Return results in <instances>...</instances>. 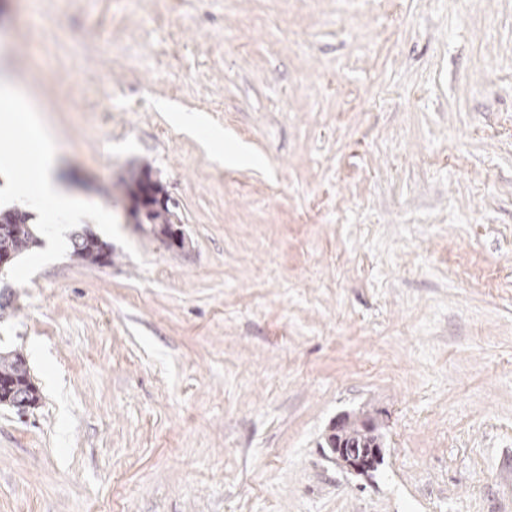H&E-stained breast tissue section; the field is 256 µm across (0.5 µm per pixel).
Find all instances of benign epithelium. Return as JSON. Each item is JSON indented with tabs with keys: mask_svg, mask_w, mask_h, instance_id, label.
Masks as SVG:
<instances>
[{
	"mask_svg": "<svg viewBox=\"0 0 512 512\" xmlns=\"http://www.w3.org/2000/svg\"><path fill=\"white\" fill-rule=\"evenodd\" d=\"M142 181L143 189L127 201L128 212L132 216L141 210L161 207L167 201L166 194L154 188L152 178L145 176ZM327 440L336 462L355 473L374 470L384 456L385 448L373 433V424H355L345 414L336 418Z\"/></svg>",
	"mask_w": 512,
	"mask_h": 512,
	"instance_id": "7a95c632",
	"label": "benign epithelium"
}]
</instances>
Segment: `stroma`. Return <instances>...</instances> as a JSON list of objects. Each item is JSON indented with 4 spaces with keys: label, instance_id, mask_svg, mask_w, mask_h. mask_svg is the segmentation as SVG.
Instances as JSON below:
<instances>
[{
    "label": "stroma",
    "instance_id": "stroma-1",
    "mask_svg": "<svg viewBox=\"0 0 512 512\" xmlns=\"http://www.w3.org/2000/svg\"><path fill=\"white\" fill-rule=\"evenodd\" d=\"M0 78L125 237L0 281V512H512V0H0ZM143 189L135 197L128 198V212L132 218L137 212L146 209L158 208L163 206L167 201L165 192H158L154 188V180L152 177L143 176ZM175 209L174 205H167L160 210L150 211L145 215L141 223L138 224H147L150 227L149 232L156 239H160L157 236L159 232L164 233L169 226L174 225L163 239L168 247L178 248L183 239V231L177 225L175 226V224H179L181 221ZM71 257L85 264H105L112 261L111 248L98 237L90 239L86 231H75L70 236ZM40 400L38 388L28 372L23 355L0 351V405L18 410L35 407ZM373 427L369 422L355 424L346 414L337 417L327 437L336 462L359 474L374 470L385 448L373 433Z\"/></svg>",
    "mask_w": 512,
    "mask_h": 512
}]
</instances>
